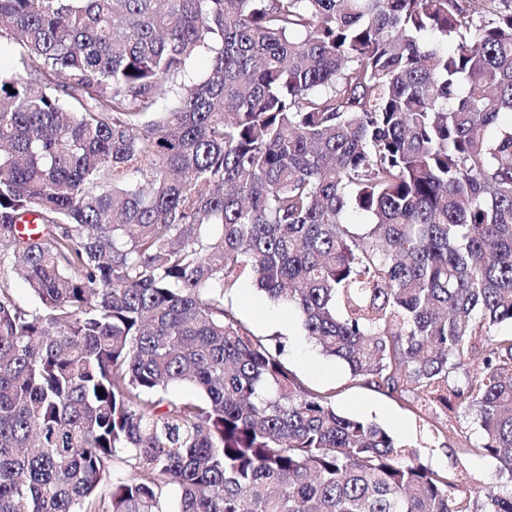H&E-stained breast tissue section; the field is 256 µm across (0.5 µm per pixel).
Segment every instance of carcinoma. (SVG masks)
Wrapping results in <instances>:
<instances>
[{
    "label": "carcinoma",
    "mask_w": 512,
    "mask_h": 512,
    "mask_svg": "<svg viewBox=\"0 0 512 512\" xmlns=\"http://www.w3.org/2000/svg\"><path fill=\"white\" fill-rule=\"evenodd\" d=\"M475 2L0 0V512H512L232 302L512 473V4ZM233 303L254 335L275 338L286 345L283 361L300 379L314 389L336 392V409L365 420L374 421L389 430L395 437L411 445H426L432 450L416 448L422 452V461L432 468L446 471L454 466L466 469L479 488L492 487L495 492H510L512 476L501 472L499 465L488 457L457 454L455 438L440 435L431 439L423 427L416 404L408 396L389 395L383 391L359 384L350 378L346 366L338 360L323 356L303 336L295 315L283 306L271 302L251 282L244 283L233 296Z\"/></svg>",
    "instance_id": "obj_1"
}]
</instances>
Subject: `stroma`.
<instances>
[{"label": "stroma", "instance_id": "obj_1", "mask_svg": "<svg viewBox=\"0 0 512 512\" xmlns=\"http://www.w3.org/2000/svg\"><path fill=\"white\" fill-rule=\"evenodd\" d=\"M233 303L254 335L284 343L283 360L293 373L314 389L335 392L339 412L377 422L404 443L424 446L422 460L434 469L456 466L469 472L476 487L512 490V474L500 471L491 458L457 454L455 440L432 437L410 396L390 395L353 381L343 363L323 356L310 343L291 311L271 302L253 283H244Z\"/></svg>", "mask_w": 512, "mask_h": 512}]
</instances>
